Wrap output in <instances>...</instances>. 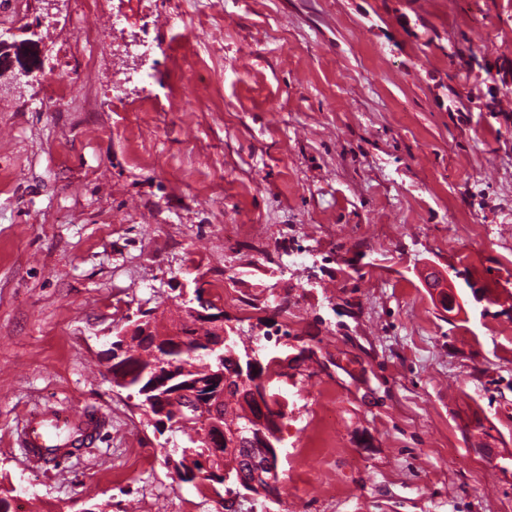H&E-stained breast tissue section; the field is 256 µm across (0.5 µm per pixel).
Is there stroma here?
Listing matches in <instances>:
<instances>
[{"label": "stroma", "mask_w": 512, "mask_h": 512, "mask_svg": "<svg viewBox=\"0 0 512 512\" xmlns=\"http://www.w3.org/2000/svg\"><path fill=\"white\" fill-rule=\"evenodd\" d=\"M0 38L15 502L216 512L164 463L182 435L101 362L201 277L290 366L267 382L287 404L279 500L237 512H512V317L463 288L449 318L420 275L512 292V0H0ZM52 73L79 93L45 112ZM47 407L99 416L93 444L33 457ZM55 414L56 412L52 407H47L41 418L31 420L28 423L22 440L25 448L40 449L47 447V428L49 426L59 427V424L52 416Z\"/></svg>", "instance_id": "35a3bbf8"}]
</instances>
